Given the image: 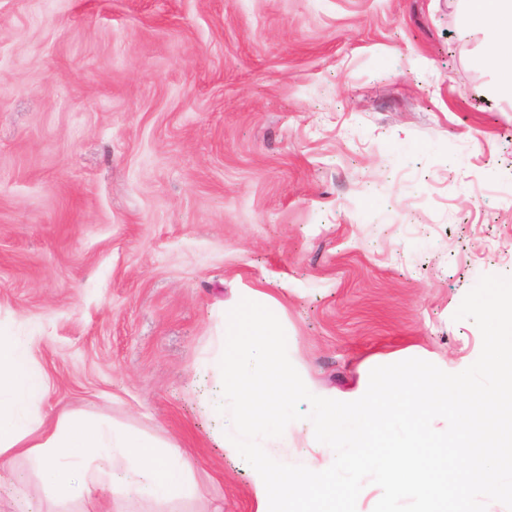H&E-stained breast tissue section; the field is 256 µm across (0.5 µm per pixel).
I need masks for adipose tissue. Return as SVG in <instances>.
<instances>
[{
	"label": "adipose tissue",
	"instance_id": "1",
	"mask_svg": "<svg viewBox=\"0 0 512 512\" xmlns=\"http://www.w3.org/2000/svg\"><path fill=\"white\" fill-rule=\"evenodd\" d=\"M470 19L485 28L490 44L480 63L498 69L497 91L512 97V54L500 49L512 34V0H467ZM47 390L44 374L28 348L0 329V457L30 458L42 476L44 492L64 498L106 493L105 476H117L127 492L167 500L193 492L191 466L180 448L160 438L101 423L63 417L43 428L36 404ZM126 469L115 474L114 455Z\"/></svg>",
	"mask_w": 512,
	"mask_h": 512
}]
</instances>
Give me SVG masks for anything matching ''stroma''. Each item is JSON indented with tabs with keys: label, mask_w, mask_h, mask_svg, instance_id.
I'll list each match as a JSON object with an SVG mask.
<instances>
[{
	"label": "stroma",
	"mask_w": 512,
	"mask_h": 512,
	"mask_svg": "<svg viewBox=\"0 0 512 512\" xmlns=\"http://www.w3.org/2000/svg\"><path fill=\"white\" fill-rule=\"evenodd\" d=\"M465 0H0V327L37 410L162 437L196 493L68 500L12 456L0 512H255L195 366L256 290L310 386L410 358L512 276V100Z\"/></svg>",
	"instance_id": "stroma-1"
}]
</instances>
